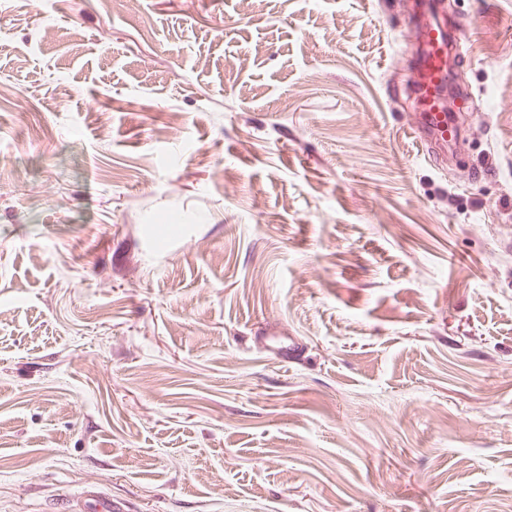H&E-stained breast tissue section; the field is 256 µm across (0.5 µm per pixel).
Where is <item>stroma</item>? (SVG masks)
<instances>
[{
	"instance_id": "35a3bbf8",
	"label": "stroma",
	"mask_w": 512,
	"mask_h": 512,
	"mask_svg": "<svg viewBox=\"0 0 512 512\" xmlns=\"http://www.w3.org/2000/svg\"><path fill=\"white\" fill-rule=\"evenodd\" d=\"M414 3L0 0V512H512V0L439 163ZM79 499L83 500L81 503L78 501L79 507L75 512H84L86 510H93V512H120L122 510L119 504L112 502V498L99 492H84Z\"/></svg>"
}]
</instances>
